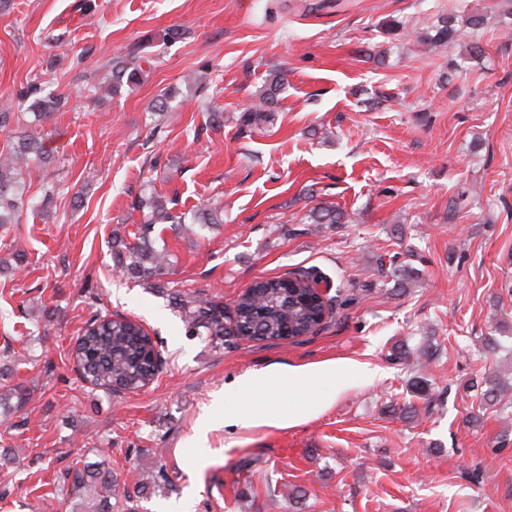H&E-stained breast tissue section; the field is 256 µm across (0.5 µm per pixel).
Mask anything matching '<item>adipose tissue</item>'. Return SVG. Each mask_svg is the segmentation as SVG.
Returning <instances> with one entry per match:
<instances>
[{
    "label": "adipose tissue",
    "instance_id": "1",
    "mask_svg": "<svg viewBox=\"0 0 512 512\" xmlns=\"http://www.w3.org/2000/svg\"><path fill=\"white\" fill-rule=\"evenodd\" d=\"M378 369L362 363L339 364L333 360L309 365H274L246 373L236 380L239 391L255 395V402L246 410L218 416L205 413L195 434L197 444H205L208 432L219 427L256 429L289 428L304 417L323 411L331 399L322 393L325 383L336 389L347 386L350 378H376Z\"/></svg>",
    "mask_w": 512,
    "mask_h": 512
}]
</instances>
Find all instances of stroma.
I'll return each mask as SVG.
<instances>
[{
    "mask_svg": "<svg viewBox=\"0 0 512 512\" xmlns=\"http://www.w3.org/2000/svg\"><path fill=\"white\" fill-rule=\"evenodd\" d=\"M485 16L426 55L414 33L442 15ZM179 30L165 40L168 30ZM484 53L469 56L471 44ZM135 52L136 85L96 92L112 57ZM288 85L269 122L239 116L272 69ZM33 80L69 103L45 123L64 173L49 215L0 231V373L30 387L0 415V512H72L59 474L106 461L135 512H512V15L497 0H12L0 12V99ZM163 114L150 110L168 89ZM223 115L222 124L209 120ZM159 136H152L154 125ZM182 213L209 200L221 226L151 228L175 261L134 281L112 254L135 243L143 187ZM315 206L346 214L313 224ZM416 269L395 287L380 257ZM319 273L342 303L317 334L215 345L185 319L205 298L232 309L260 278ZM53 318H45V310ZM143 323L164 361L147 388L81 380L71 355L95 315ZM358 361L356 380L300 425L212 431L215 398L272 364ZM424 377L428 393L409 385ZM164 474L165 487L154 475Z\"/></svg>",
    "mask_w": 512,
    "mask_h": 512,
    "instance_id": "obj_1",
    "label": "stroma"
}]
</instances>
